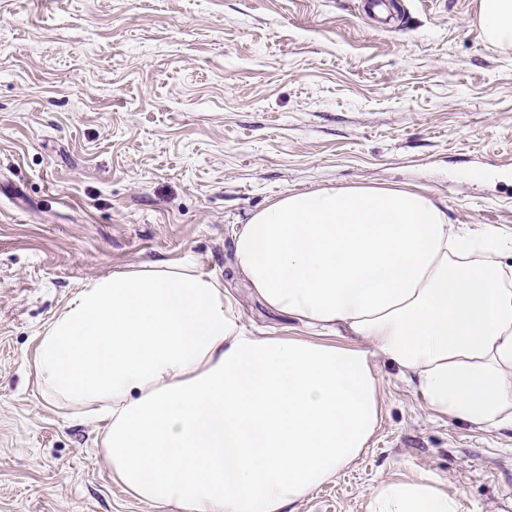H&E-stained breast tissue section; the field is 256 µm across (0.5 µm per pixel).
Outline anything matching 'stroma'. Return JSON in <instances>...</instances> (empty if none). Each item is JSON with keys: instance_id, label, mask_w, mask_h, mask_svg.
<instances>
[{"instance_id": "35a3bbf8", "label": "stroma", "mask_w": 512, "mask_h": 512, "mask_svg": "<svg viewBox=\"0 0 512 512\" xmlns=\"http://www.w3.org/2000/svg\"><path fill=\"white\" fill-rule=\"evenodd\" d=\"M359 185L512 236V47L478 0H0V512H158L38 383L39 336L84 284L188 262L254 333L307 335L238 276L234 235L280 195ZM374 363V434L297 512H368L378 483L422 477L502 512L512 431Z\"/></svg>"}]
</instances>
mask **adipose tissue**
Segmentation results:
<instances>
[{"instance_id": "1", "label": "adipose tissue", "mask_w": 512, "mask_h": 512, "mask_svg": "<svg viewBox=\"0 0 512 512\" xmlns=\"http://www.w3.org/2000/svg\"><path fill=\"white\" fill-rule=\"evenodd\" d=\"M512 47V0H480ZM499 230L449 223L430 197L373 186L281 196L234 237L273 310L354 344L258 336L219 278L158 264L81 288L42 332L53 401L104 422L112 478L163 512H297L363 453L383 355L435 411L512 429V264ZM370 512H461L429 479L383 482Z\"/></svg>"}]
</instances>
